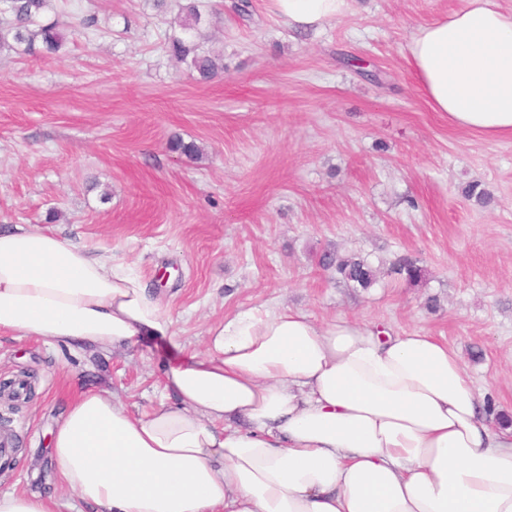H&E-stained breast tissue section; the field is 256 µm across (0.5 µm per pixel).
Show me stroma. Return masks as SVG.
Wrapping results in <instances>:
<instances>
[{
	"instance_id": "1",
	"label": "stroma",
	"mask_w": 512,
	"mask_h": 512,
	"mask_svg": "<svg viewBox=\"0 0 512 512\" xmlns=\"http://www.w3.org/2000/svg\"><path fill=\"white\" fill-rule=\"evenodd\" d=\"M180 2L53 0L46 20L74 29L63 58L0 49V228L114 254L173 321L171 335L85 352L0 334V380L37 378L32 399L0 400L20 446L0 483L83 512L46 457L62 390L106 388L149 413L166 366L260 304L441 337L511 410L512 138L450 126L405 57L415 26L463 0H355L309 30L273 0H214L200 31L224 74L209 82L165 48ZM175 138L199 158L170 151ZM474 182L486 203L466 197ZM326 253L364 258L374 284L337 279ZM406 260L418 282L397 273Z\"/></svg>"
}]
</instances>
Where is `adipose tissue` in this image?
<instances>
[{
    "label": "adipose tissue",
    "mask_w": 512,
    "mask_h": 512,
    "mask_svg": "<svg viewBox=\"0 0 512 512\" xmlns=\"http://www.w3.org/2000/svg\"><path fill=\"white\" fill-rule=\"evenodd\" d=\"M289 27L349 0H274ZM449 125L512 136V12L463 0L405 46ZM122 260L20 224L0 231V334L93 351L170 335ZM176 406L136 416L106 389L65 396L49 457L89 512H512V425L458 353L422 331L253 307L165 373Z\"/></svg>",
    "instance_id": "obj_1"
}]
</instances>
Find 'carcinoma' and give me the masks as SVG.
Listing matches in <instances>:
<instances>
[{
  "label": "carcinoma",
  "instance_id": "carcinoma-1",
  "mask_svg": "<svg viewBox=\"0 0 512 512\" xmlns=\"http://www.w3.org/2000/svg\"><path fill=\"white\" fill-rule=\"evenodd\" d=\"M49 0H0V48L23 47L27 54L58 56L68 41L66 29L57 20L43 21ZM201 0H185L180 6L181 32L168 37V52L186 63L203 80H211L224 72L223 58L214 56L193 39L192 32L203 23ZM322 266L335 268L344 280L361 288L373 283V270L364 260L354 257L326 255Z\"/></svg>",
  "mask_w": 512,
  "mask_h": 512
}]
</instances>
